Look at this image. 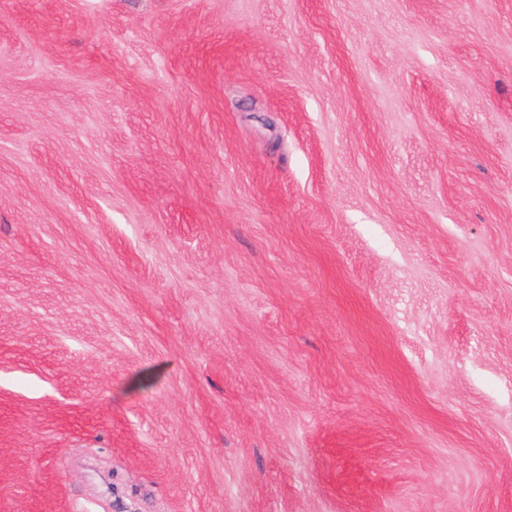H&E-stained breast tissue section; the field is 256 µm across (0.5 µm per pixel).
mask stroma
Here are the masks:
<instances>
[{
  "label": "stroma",
  "instance_id": "obj_1",
  "mask_svg": "<svg viewBox=\"0 0 512 512\" xmlns=\"http://www.w3.org/2000/svg\"><path fill=\"white\" fill-rule=\"evenodd\" d=\"M0 512H512V0H0Z\"/></svg>",
  "mask_w": 512,
  "mask_h": 512
}]
</instances>
